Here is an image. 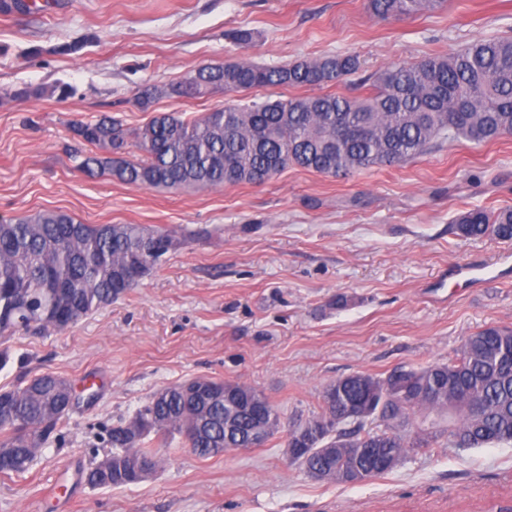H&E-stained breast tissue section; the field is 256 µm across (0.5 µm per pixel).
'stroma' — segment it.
Here are the masks:
<instances>
[{"label":"stroma","mask_w":512,"mask_h":512,"mask_svg":"<svg viewBox=\"0 0 512 512\" xmlns=\"http://www.w3.org/2000/svg\"><path fill=\"white\" fill-rule=\"evenodd\" d=\"M250 30L248 46L231 34ZM512 36V0H445L407 19L376 18L369 0H41L0 11V220L62 211L85 224H145L193 240L71 329L1 340L0 386L53 372L93 381L20 477L0 475V512H505L512 443L462 450L447 436L357 484L318 481L290 464L287 434L209 458L175 433L151 437L163 464L147 480L92 488L82 472L109 453L106 427L156 391L203 376L252 386L285 424L320 412L322 391L357 372L442 363L487 326L512 328V243L459 234L455 217L512 207V136L435 142L393 166L347 177L291 167L261 185L168 190L92 175L72 131L103 117L133 130L160 112L190 120L230 95L141 91L207 64L264 65L354 54L361 76L394 62ZM63 83L66 99L9 97ZM491 265L478 288L454 270ZM344 298L341 307L332 299Z\"/></svg>","instance_id":"35a3bbf8"}]
</instances>
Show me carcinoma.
Returning <instances> with one entry per match:
<instances>
[{"instance_id":"cac0c4a2","label":"carcinoma","mask_w":512,"mask_h":512,"mask_svg":"<svg viewBox=\"0 0 512 512\" xmlns=\"http://www.w3.org/2000/svg\"><path fill=\"white\" fill-rule=\"evenodd\" d=\"M442 0H370L378 18L402 19L440 6ZM353 54L328 55L292 64L250 61L203 65L169 86L142 93L141 103L176 95L196 97L216 89L240 93L257 87H318L358 73ZM65 98L72 89L19 86L18 101L45 93ZM74 132L109 157H86L88 172H107L133 186L209 189L225 184L260 185L290 166L329 176L412 159L438 140L475 143L512 136V37L477 41L448 55L393 63L374 75L366 96L322 93L288 99L227 104L192 120L161 113L129 131L103 118L81 122ZM129 145L143 157L129 160ZM466 238L512 240V208L471 209L455 218ZM188 236L143 224H82L60 211L39 212L0 224V337L18 331L64 330L112 302L137 282L128 263L142 257L152 271L181 249ZM156 396L129 420L108 431L112 451L84 474L92 488L133 485L152 475L156 456L143 448L149 435L176 431L198 457L228 448H250L255 418L225 420L232 406L206 398L187 399L178 387ZM224 394L245 406L262 396L257 389L224 383ZM0 475L22 476L36 455L57 439L60 425L79 399L67 381L40 373L22 384L0 388ZM261 420L265 438L282 427L272 404ZM421 427L410 434L413 419ZM138 425L129 442L127 424ZM374 424L366 428L367 423ZM297 441L303 468L316 480L356 484L381 476L359 453L367 448L398 465L416 448L442 434L455 448L512 442V329L489 326L465 338L446 362L403 369L385 376L355 373L329 384L322 411L303 425Z\"/></svg>"}]
</instances>
